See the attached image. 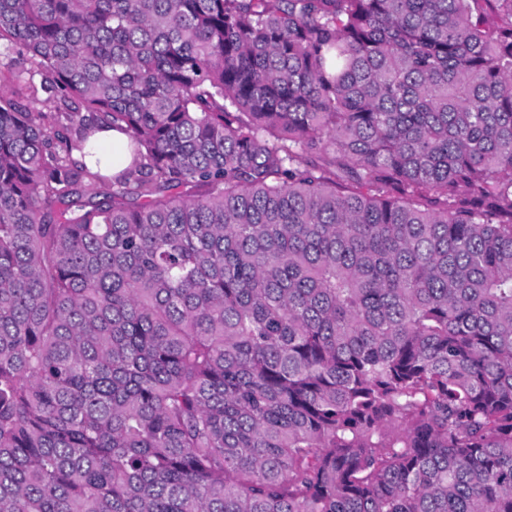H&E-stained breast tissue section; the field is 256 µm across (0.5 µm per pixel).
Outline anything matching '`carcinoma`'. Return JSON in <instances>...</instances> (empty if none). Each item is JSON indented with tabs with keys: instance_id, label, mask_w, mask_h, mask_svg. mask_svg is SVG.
<instances>
[{
	"instance_id": "cac0c4a2",
	"label": "carcinoma",
	"mask_w": 512,
	"mask_h": 512,
	"mask_svg": "<svg viewBox=\"0 0 512 512\" xmlns=\"http://www.w3.org/2000/svg\"><path fill=\"white\" fill-rule=\"evenodd\" d=\"M0 74V512H512V0H0ZM94 139L102 146L112 147V172L126 167L130 158L127 156V141L125 134L115 129H102L96 132Z\"/></svg>"
}]
</instances>
